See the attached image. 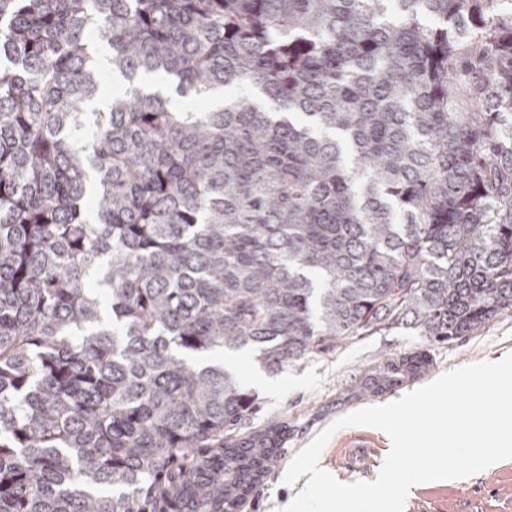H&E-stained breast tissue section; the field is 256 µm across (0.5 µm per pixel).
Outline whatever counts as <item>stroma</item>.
<instances>
[{
	"label": "stroma",
	"mask_w": 512,
	"mask_h": 512,
	"mask_svg": "<svg viewBox=\"0 0 512 512\" xmlns=\"http://www.w3.org/2000/svg\"><path fill=\"white\" fill-rule=\"evenodd\" d=\"M414 351L430 353L433 364L427 374L378 395H360L358 387L372 369ZM510 352L512 310L499 315L482 331L448 344L431 342L419 331L404 327L354 337L333 352L311 355L280 372L268 373V380L276 386L272 392L253 385L252 374L260 365L248 361L237 375L258 397L255 425L276 418L287 421L290 432L282 465L265 476L259 494L249 498L244 512H283L284 504L298 492L297 487L283 481L286 463L338 417L394 401L444 371L499 359ZM358 438L365 440V447H354ZM390 449L391 439L382 430L349 426L333 435L319 465L344 483L373 481ZM404 512H512V458L467 478L414 485L406 497Z\"/></svg>",
	"instance_id": "obj_1"
}]
</instances>
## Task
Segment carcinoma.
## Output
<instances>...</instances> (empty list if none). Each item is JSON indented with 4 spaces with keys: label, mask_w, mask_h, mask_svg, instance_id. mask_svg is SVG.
I'll use <instances>...</instances> for the list:
<instances>
[{
    "label": "carcinoma",
    "mask_w": 512,
    "mask_h": 512,
    "mask_svg": "<svg viewBox=\"0 0 512 512\" xmlns=\"http://www.w3.org/2000/svg\"><path fill=\"white\" fill-rule=\"evenodd\" d=\"M508 310L512 0H0V512H240L288 422L201 357Z\"/></svg>",
    "instance_id": "1"
}]
</instances>
